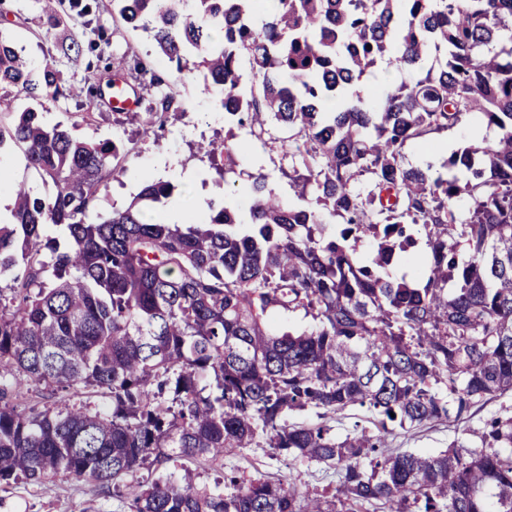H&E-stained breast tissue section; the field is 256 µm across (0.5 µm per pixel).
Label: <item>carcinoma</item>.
<instances>
[{"mask_svg":"<svg viewBox=\"0 0 512 512\" xmlns=\"http://www.w3.org/2000/svg\"><path fill=\"white\" fill-rule=\"evenodd\" d=\"M60 57L93 75L80 94L62 71L38 76L0 32V84L86 123L105 115L167 125L176 93L128 48L112 71L99 0H41ZM182 73L204 74L224 110L219 173L237 190L245 129L288 160L296 200L250 175V220L224 205L170 224L175 185L145 180L94 221L109 176L126 173L110 138L79 140L40 112L0 114V146L24 145L52 193L11 185L0 219V483L59 473L114 488L132 512H512V413L488 415L438 453L391 447L395 429L467 422L512 393V0H113ZM251 77L240 71L242 55ZM384 63L410 79L349 102ZM136 83L139 112L107 89ZM474 117L493 139L436 166L410 144ZM54 227L60 235L53 236ZM372 250L364 254L361 248ZM410 273L392 274L400 257ZM314 326L269 329L279 312ZM56 401H28L31 387ZM109 398L91 409L80 390ZM359 407L368 424L332 422ZM310 412L316 420L292 422ZM268 448L336 473L333 493L294 477L244 480L227 456ZM202 459L214 487L144 479V468Z\"/></svg>","mask_w":512,"mask_h":512,"instance_id":"cac0c4a2","label":"carcinoma"}]
</instances>
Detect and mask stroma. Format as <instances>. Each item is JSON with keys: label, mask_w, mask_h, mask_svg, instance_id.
Masks as SVG:
<instances>
[{"label": "stroma", "mask_w": 512, "mask_h": 512, "mask_svg": "<svg viewBox=\"0 0 512 512\" xmlns=\"http://www.w3.org/2000/svg\"><path fill=\"white\" fill-rule=\"evenodd\" d=\"M5 14L11 24L10 31L19 53L31 64L40 67L45 62L55 61L65 74V85L80 89L87 87L89 74L84 65H73L58 58L54 49V37L36 39L28 29L34 26L40 14L39 0H0V14ZM166 77L172 78L176 90V110L171 113L167 126L158 135L138 134L137 124H120L113 117H104L97 122H77L75 115L62 112L55 105L43 110L46 124L63 123L70 126L74 136L82 139L109 137L116 142L130 146L131 151L125 165L128 174L109 181L105 193L101 194L95 210L102 214L112 209L127 206L140 189V177L151 178L164 175L175 187V194L183 198L187 213H195L196 198H203L205 204L221 208L224 202H231L240 208H247L249 198L246 185H239L235 195L225 196L224 182L217 169L206 156L199 153L202 145L220 144L225 135L224 114L216 98L205 92L201 72L183 76L166 70ZM237 140H248L246 132L236 134ZM249 142L244 151V171H263L267 182L283 199H291L294 190L280 170L278 153L264 148L258 141ZM197 171L201 181L186 183L183 175ZM460 430L459 424L448 422L429 425L408 432L400 431L392 440L396 448H417L435 451L447 447ZM232 464L244 468L246 477L276 476L295 474L302 483L313 488L329 485L322 467L300 466L288 469L282 462L272 458L269 449L247 448L242 454L232 457ZM0 512H131L128 500L115 493L104 491L94 483L72 476L58 475L45 483L36 485L23 481L0 485Z\"/></svg>", "instance_id": "stroma-1"}]
</instances>
